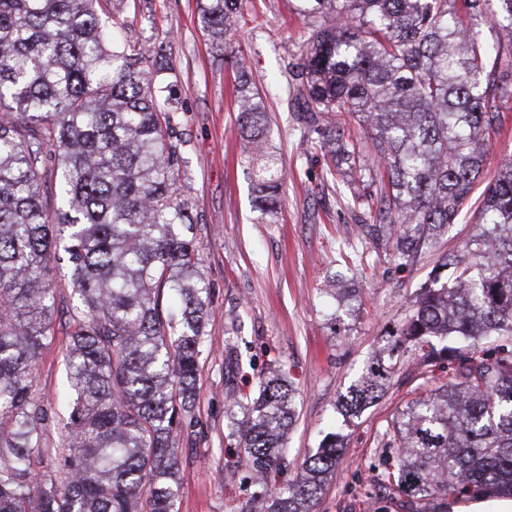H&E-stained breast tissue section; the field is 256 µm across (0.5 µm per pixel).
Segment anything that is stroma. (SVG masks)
I'll list each match as a JSON object with an SVG mask.
<instances>
[{
	"mask_svg": "<svg viewBox=\"0 0 512 512\" xmlns=\"http://www.w3.org/2000/svg\"><path fill=\"white\" fill-rule=\"evenodd\" d=\"M242 7L258 12V25L238 32L226 54L212 47L199 0H143L138 10L118 15L129 38L171 47L168 80L183 106L176 115L188 174L182 189L194 206V238L209 288L193 425L173 435L179 462L175 512L259 508L261 488L251 480L225 410L230 391H254L260 375L275 370L293 381L296 405L285 462L271 482L293 479L325 434L335 432L345 448L315 512H451L466 505V498L417 501L401 491L395 451L384 437L408 401L448 382L447 364H420L403 349L391 359L387 390L360 415L342 416L336 399L389 346V331L404 318L438 254L462 247L473 233L474 217L466 215L436 248L403 266L391 249L362 241L360 215L346 207L353 183L327 177L323 155L298 120L302 99L289 85L288 66L305 28L292 0H243ZM235 57L267 105L270 140L286 169L274 224L258 222L252 206L233 96ZM356 252L365 254V264L347 270L345 259ZM338 272L348 290L341 298L330 290L329 278ZM55 276V334L32 374L33 393L48 411L38 467L44 478L56 470L68 418L66 327L77 304L68 268Z\"/></svg>",
	"mask_w": 512,
	"mask_h": 512,
	"instance_id": "1",
	"label": "stroma"
}]
</instances>
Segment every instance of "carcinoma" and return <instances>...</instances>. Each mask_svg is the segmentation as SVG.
<instances>
[{"mask_svg":"<svg viewBox=\"0 0 512 512\" xmlns=\"http://www.w3.org/2000/svg\"><path fill=\"white\" fill-rule=\"evenodd\" d=\"M307 26L300 120L334 160L358 142L334 119L356 118L377 161L351 172L369 195L371 243L395 239L415 258L471 207L501 112L512 105V0H296ZM100 0H0V512H175L173 432L192 423L208 287L193 242L167 46L111 32ZM213 48L249 22L240 0H206ZM493 22L507 41L487 45ZM240 136L255 209L275 222L284 171L269 113L236 62ZM70 264L80 306L68 333L70 422L58 476L35 457L47 412L33 395L35 360L54 334L53 271ZM174 304L162 305L163 293ZM451 380L407 404L387 441L399 486L419 501L512 495V159L480 196L475 233L442 255L390 332ZM375 358L339 398L356 415L385 391ZM295 388L272 374L235 398V435L256 479L281 465ZM343 443L327 436L291 482L268 487L267 512H314Z\"/></svg>","mask_w":512,"mask_h":512,"instance_id":"cac0c4a2","label":"carcinoma"}]
</instances>
